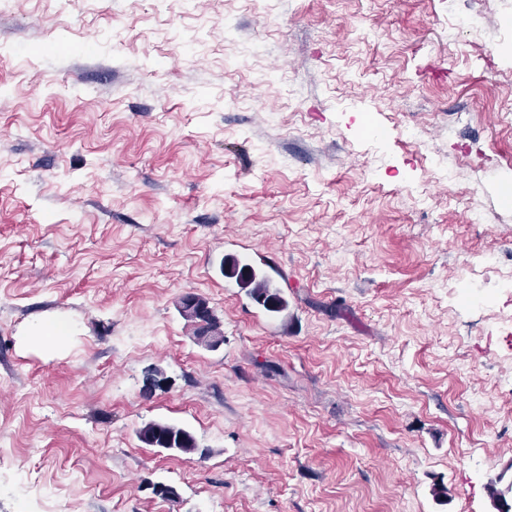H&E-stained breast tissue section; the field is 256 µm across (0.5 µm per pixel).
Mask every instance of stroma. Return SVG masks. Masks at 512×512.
I'll return each mask as SVG.
<instances>
[{
    "label": "stroma",
    "mask_w": 512,
    "mask_h": 512,
    "mask_svg": "<svg viewBox=\"0 0 512 512\" xmlns=\"http://www.w3.org/2000/svg\"><path fill=\"white\" fill-rule=\"evenodd\" d=\"M506 112L512 0L0 4V512H495ZM498 288H493L494 290L490 292L489 295H474V289L482 288L481 284L476 283V288H457L456 290V298L462 301L465 304L470 306H481L485 305L488 301L497 299L499 295L506 293L508 296L512 297V272L497 282ZM199 300L203 305L207 304V306L209 307L208 308L209 310L203 309L202 316L201 317L199 316V318L203 319L204 321H206L208 323L207 325L212 330L213 336L223 337V334H222L221 328H220V322H219L218 318L212 312L211 307L209 306V303L203 297H199ZM195 304H196V300L193 297V293L187 294V295L183 296V298L181 299L180 311L184 317L194 320V322H195L194 324L199 329L198 335L202 336L200 338L201 341H203L207 346H209V339L207 337L209 335L207 332V325L196 319ZM210 348H212V347H210ZM139 435L148 445L177 453H194L199 450L195 439L183 428L160 422H151L143 426Z\"/></svg>",
    "instance_id": "1"
}]
</instances>
